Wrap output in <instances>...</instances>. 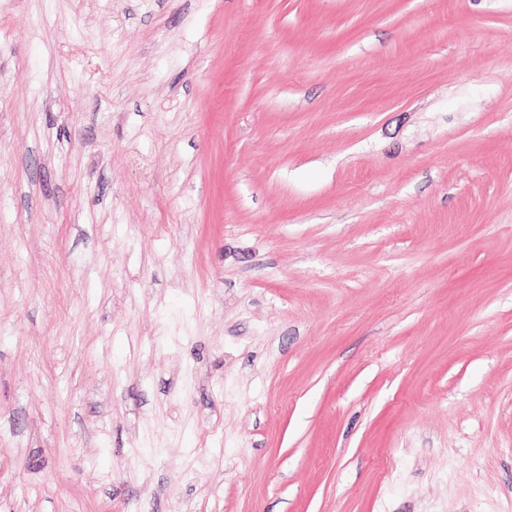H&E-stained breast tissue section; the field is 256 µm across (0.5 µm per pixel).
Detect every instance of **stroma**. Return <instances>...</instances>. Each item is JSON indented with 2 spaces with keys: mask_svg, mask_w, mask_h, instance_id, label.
<instances>
[{
  "mask_svg": "<svg viewBox=\"0 0 512 512\" xmlns=\"http://www.w3.org/2000/svg\"><path fill=\"white\" fill-rule=\"evenodd\" d=\"M0 512H512V0H0Z\"/></svg>",
  "mask_w": 512,
  "mask_h": 512,
  "instance_id": "obj_1",
  "label": "stroma"
}]
</instances>
